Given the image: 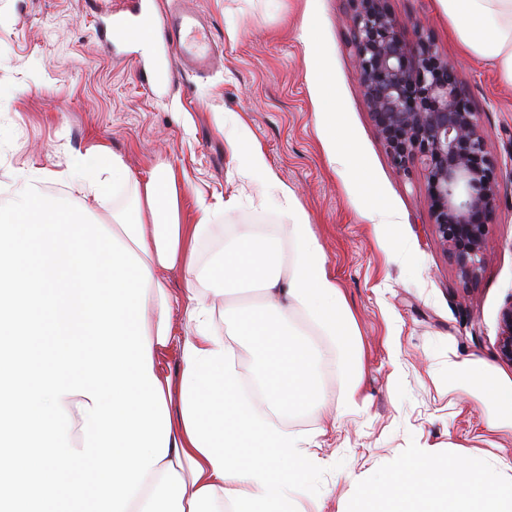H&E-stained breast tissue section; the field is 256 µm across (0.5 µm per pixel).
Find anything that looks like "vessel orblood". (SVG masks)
<instances>
[{
	"label": "vessel or blood",
	"instance_id": "obj_1",
	"mask_svg": "<svg viewBox=\"0 0 512 512\" xmlns=\"http://www.w3.org/2000/svg\"><path fill=\"white\" fill-rule=\"evenodd\" d=\"M156 8V0H134L127 15L113 19V39L119 40L134 32L151 33L157 19ZM163 21L176 37V59L182 68L199 75L209 72L215 64L216 52L198 12L184 8L166 14Z\"/></svg>",
	"mask_w": 512,
	"mask_h": 512
}]
</instances>
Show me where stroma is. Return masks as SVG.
<instances>
[{
	"mask_svg": "<svg viewBox=\"0 0 512 512\" xmlns=\"http://www.w3.org/2000/svg\"><path fill=\"white\" fill-rule=\"evenodd\" d=\"M128 0H0V201L20 174L78 211L108 224L135 205L137 182L177 176L181 217L199 204L223 207L218 224H276L277 192L242 181L232 141L258 143L292 189L324 246L330 275L354 318L361 366L357 412L337 416L343 361L320 369L323 417L290 412L312 436L320 467L303 485L310 512H360L369 480L392 473L409 449L439 460L468 457L494 468L512 458V430L489 424L477 391L448 378V353L482 359L481 378H512L497 351L499 319L512 304V84L464 49L438 0H387L404 23L420 21L477 113L486 151L501 168L499 206L476 282L463 283L439 247L419 168L399 170L368 108L352 45L350 0H191L222 56L205 76L165 66L162 41L143 52L116 42L109 11ZM322 48L314 58L310 46ZM325 63L335 116L316 112L309 80ZM337 122L354 166L332 162L325 131ZM98 146L120 158L128 179L114 193L69 187L77 154ZM394 215L371 220L375 200Z\"/></svg>",
	"mask_w": 512,
	"mask_h": 512,
	"instance_id": "stroma-1",
	"label": "stroma"
}]
</instances>
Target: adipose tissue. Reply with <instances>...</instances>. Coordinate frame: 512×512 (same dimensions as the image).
<instances>
[{
    "label": "adipose tissue",
    "instance_id": "ef3b65f1",
    "mask_svg": "<svg viewBox=\"0 0 512 512\" xmlns=\"http://www.w3.org/2000/svg\"><path fill=\"white\" fill-rule=\"evenodd\" d=\"M449 26L512 83V0H439ZM243 179L274 186L280 223L228 224L214 208L182 223L173 171L136 186L134 211L83 224L36 181L0 207V502L29 512H307L299 484L318 462L287 412L315 414L328 355L355 353V324L294 192L260 147L241 151ZM83 191L105 195L103 170L122 164L98 147L75 164ZM292 244L285 256L283 244ZM186 272L182 297L164 275ZM248 289L259 307L237 302ZM224 297V331L208 295ZM182 306L184 331L171 321ZM261 400L242 398L240 343ZM176 351L178 381L163 373ZM94 455L91 484L59 476ZM512 459L439 468L414 448L368 492L369 512H512Z\"/></svg>",
    "mask_w": 512,
    "mask_h": 512
}]
</instances>
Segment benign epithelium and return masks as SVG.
Segmentation results:
<instances>
[{"mask_svg":"<svg viewBox=\"0 0 512 512\" xmlns=\"http://www.w3.org/2000/svg\"><path fill=\"white\" fill-rule=\"evenodd\" d=\"M356 63L376 128L394 165L420 166L435 236L466 282L477 279L497 210L498 164L488 154L477 113L460 93L456 70L424 26L416 47L385 0H352ZM498 350L512 362V305L500 317Z\"/></svg>","mask_w":512,"mask_h":512,"instance_id":"1","label":"benign epithelium"}]
</instances>
